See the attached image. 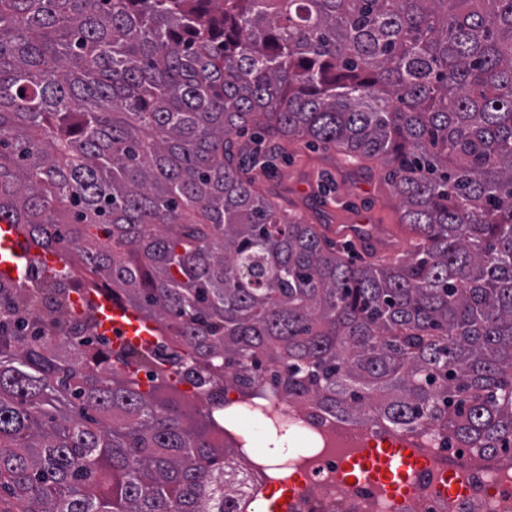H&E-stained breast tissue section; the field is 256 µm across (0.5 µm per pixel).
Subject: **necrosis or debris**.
I'll return each instance as SVG.
<instances>
[{
	"mask_svg": "<svg viewBox=\"0 0 512 512\" xmlns=\"http://www.w3.org/2000/svg\"><path fill=\"white\" fill-rule=\"evenodd\" d=\"M202 399L211 405L223 404L228 419L257 417L269 436L289 433L302 442L300 448L270 460L251 452L243 437L225 431L233 459L247 462L239 491L243 512H252L274 483L290 496L288 512H512L511 456L489 462L449 447L430 429L399 433L343 422L314 405L284 396L270 370L261 375L256 399L241 400L231 383L213 387ZM396 439L411 444L422 459L405 495L390 498L372 483H349L343 473L346 463ZM457 462L464 466L465 491L451 501L442 496L439 486L443 473Z\"/></svg>",
	"mask_w": 512,
	"mask_h": 512,
	"instance_id": "4bbe7bcc",
	"label": "necrosis or debris"
}]
</instances>
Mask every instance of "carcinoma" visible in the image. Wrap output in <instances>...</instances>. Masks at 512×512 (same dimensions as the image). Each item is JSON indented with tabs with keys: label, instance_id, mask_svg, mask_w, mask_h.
<instances>
[{
	"label": "carcinoma",
	"instance_id": "carcinoma-1",
	"mask_svg": "<svg viewBox=\"0 0 512 512\" xmlns=\"http://www.w3.org/2000/svg\"><path fill=\"white\" fill-rule=\"evenodd\" d=\"M380 159L417 249L343 260L239 139ZM190 365L0 309V512H241L255 370L352 422L512 454V0H0V221Z\"/></svg>",
	"mask_w": 512,
	"mask_h": 512
}]
</instances>
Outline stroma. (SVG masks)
I'll return each instance as SVG.
<instances>
[{
    "label": "stroma",
    "instance_id": "obj_1",
    "mask_svg": "<svg viewBox=\"0 0 512 512\" xmlns=\"http://www.w3.org/2000/svg\"><path fill=\"white\" fill-rule=\"evenodd\" d=\"M261 188L327 237H335L338 225L358 224L377 228L389 245V258L412 250L413 236L400 220L403 201L392 192L379 162L351 165L335 149L291 141L277 166L263 176Z\"/></svg>",
    "mask_w": 512,
    "mask_h": 512
}]
</instances>
